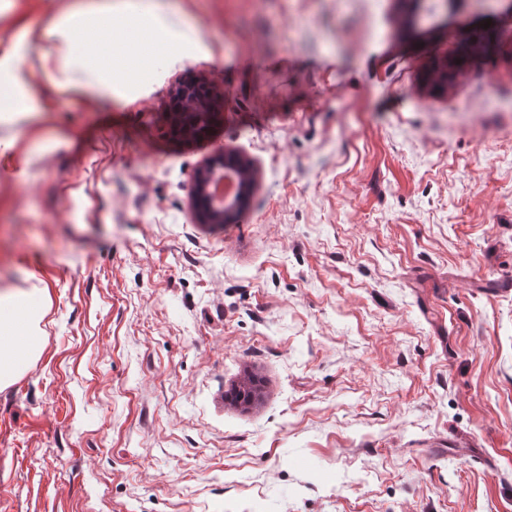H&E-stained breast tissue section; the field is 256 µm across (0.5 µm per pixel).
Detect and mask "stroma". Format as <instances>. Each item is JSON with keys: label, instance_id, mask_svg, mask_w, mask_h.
Returning a JSON list of instances; mask_svg holds the SVG:
<instances>
[{"label": "stroma", "instance_id": "35a3bbf8", "mask_svg": "<svg viewBox=\"0 0 512 512\" xmlns=\"http://www.w3.org/2000/svg\"><path fill=\"white\" fill-rule=\"evenodd\" d=\"M171 5L194 39L122 97L0 121V290L45 298L0 512H512L504 0ZM462 43L480 63L434 89ZM190 76L224 90L200 141L167 121ZM227 153L250 205L199 223ZM212 177H213V175H212L211 167L209 168V164L204 166L200 170V172L198 173V176H197L196 186L194 188V200H195L196 211H197V215H198L199 219L204 223L216 224V223L221 222L223 219V216H224V208H216V207L223 206L224 203L226 202V198L223 199L221 197H215V199H216L215 206L216 207L215 208L210 207L208 216L203 215L198 210L197 203H196L198 191L200 193L205 194L206 189L212 180Z\"/></svg>", "mask_w": 512, "mask_h": 512}]
</instances>
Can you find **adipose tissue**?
Returning <instances> with one entry per match:
<instances>
[{"instance_id": "obj_1", "label": "adipose tissue", "mask_w": 512, "mask_h": 512, "mask_svg": "<svg viewBox=\"0 0 512 512\" xmlns=\"http://www.w3.org/2000/svg\"><path fill=\"white\" fill-rule=\"evenodd\" d=\"M31 31L27 15L17 21L13 43L0 48V113L35 112L38 102L23 89L27 75L16 65L20 43ZM41 65L52 86H76L90 98L109 97L123 86L125 56L146 46L185 44L188 29L175 21L164 0H67L58 25L43 34ZM42 303L33 296L0 293V391L12 386L42 354L36 334Z\"/></svg>"}]
</instances>
